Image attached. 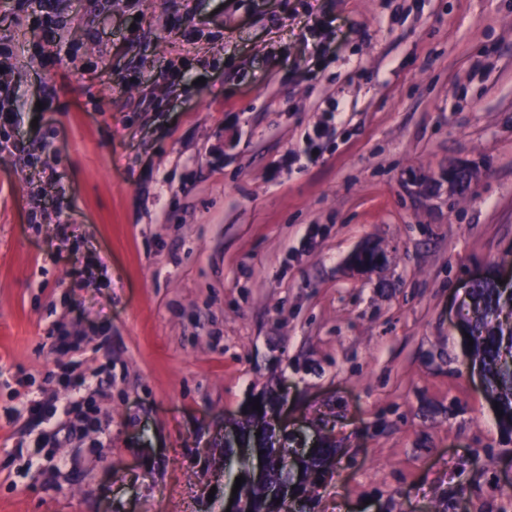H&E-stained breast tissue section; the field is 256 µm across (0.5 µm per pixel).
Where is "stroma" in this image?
<instances>
[{
  "label": "stroma",
  "mask_w": 512,
  "mask_h": 512,
  "mask_svg": "<svg viewBox=\"0 0 512 512\" xmlns=\"http://www.w3.org/2000/svg\"><path fill=\"white\" fill-rule=\"evenodd\" d=\"M4 60L0 512H226L256 403L334 448L314 512H512L462 325L512 285V0H0Z\"/></svg>",
  "instance_id": "stroma-1"
}]
</instances>
